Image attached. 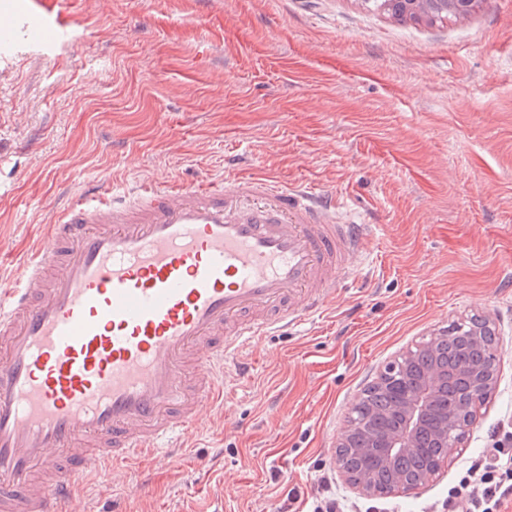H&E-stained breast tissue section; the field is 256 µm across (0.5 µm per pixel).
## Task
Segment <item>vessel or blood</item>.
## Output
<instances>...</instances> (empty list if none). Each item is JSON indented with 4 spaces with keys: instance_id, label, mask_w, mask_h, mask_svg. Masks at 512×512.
<instances>
[{
    "instance_id": "vessel-or-blood-1",
    "label": "vessel or blood",
    "mask_w": 512,
    "mask_h": 512,
    "mask_svg": "<svg viewBox=\"0 0 512 512\" xmlns=\"http://www.w3.org/2000/svg\"><path fill=\"white\" fill-rule=\"evenodd\" d=\"M335 196L246 177L84 185L0 290V512L169 457L244 347L322 313L366 251Z\"/></svg>"
}]
</instances>
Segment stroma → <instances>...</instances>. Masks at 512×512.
Here are the masks:
<instances>
[{
	"label": "stroma",
	"mask_w": 512,
	"mask_h": 512,
	"mask_svg": "<svg viewBox=\"0 0 512 512\" xmlns=\"http://www.w3.org/2000/svg\"><path fill=\"white\" fill-rule=\"evenodd\" d=\"M64 31L25 36V12ZM0 289L82 183L262 175L335 194L373 227L325 312L256 342L185 457L81 480L97 512H443L512 427V0L400 24L361 0H0ZM478 314L503 351L467 442L420 494L366 498L335 464L358 392Z\"/></svg>",
	"instance_id": "35a3bbf8"
}]
</instances>
